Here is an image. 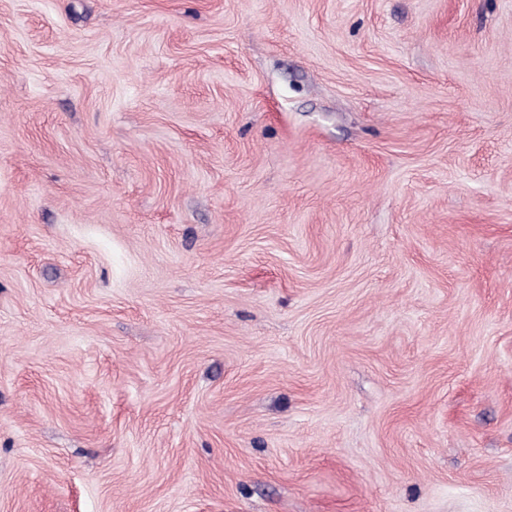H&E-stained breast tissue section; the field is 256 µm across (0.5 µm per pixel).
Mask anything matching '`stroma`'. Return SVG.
Returning a JSON list of instances; mask_svg holds the SVG:
<instances>
[{
  "mask_svg": "<svg viewBox=\"0 0 512 512\" xmlns=\"http://www.w3.org/2000/svg\"><path fill=\"white\" fill-rule=\"evenodd\" d=\"M0 512H512V0H0Z\"/></svg>",
  "mask_w": 512,
  "mask_h": 512,
  "instance_id": "stroma-1",
  "label": "stroma"
}]
</instances>
